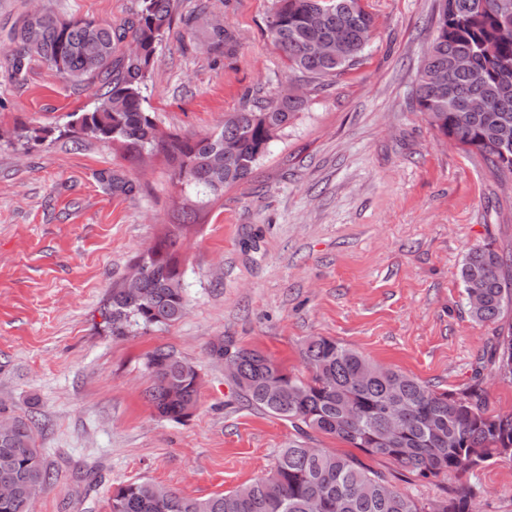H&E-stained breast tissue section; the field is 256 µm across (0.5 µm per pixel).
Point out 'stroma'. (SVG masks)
<instances>
[{
  "label": "stroma",
  "mask_w": 512,
  "mask_h": 512,
  "mask_svg": "<svg viewBox=\"0 0 512 512\" xmlns=\"http://www.w3.org/2000/svg\"><path fill=\"white\" fill-rule=\"evenodd\" d=\"M365 3L375 29L361 65L309 89L252 179L202 204L182 238L185 317L116 337L106 298L181 223L184 196L159 155L141 163L87 138L17 145L18 126L52 129L92 108L105 79L74 83L35 57L12 76L7 31L37 10L118 29L138 0H0V405L36 422L53 481L35 512H110L113 490L135 480L206 498L266 476L294 432L227 382L209 353L217 343L257 348L304 377L305 341L326 336L441 389L480 390L492 412L512 410V381L482 357L499 327L471 320L459 276L470 247L512 251V180L412 109L437 0ZM274 7L176 0L143 90L159 129H215L246 90L274 96L296 83L267 31ZM203 13L237 32L235 58L209 53L202 25L186 27ZM113 174L133 192L113 191ZM158 347L199 375L198 405L179 422L145 399V357ZM365 463L415 498L469 486L479 512H512V458L449 480ZM87 470L93 485L77 483Z\"/></svg>",
  "instance_id": "stroma-1"
}]
</instances>
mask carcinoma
Returning a JSON list of instances; mask_svg holds the SVG:
<instances>
[{"label": "carcinoma", "instance_id": "1", "mask_svg": "<svg viewBox=\"0 0 512 512\" xmlns=\"http://www.w3.org/2000/svg\"><path fill=\"white\" fill-rule=\"evenodd\" d=\"M439 2L435 36L419 71L413 108L436 135L481 154L497 171L512 175V139L506 144L498 139L502 125L512 128V37L501 32L504 25H512V0ZM172 20L173 0H141L128 26L141 53L116 61V42L124 35L113 32L111 25L30 13L8 34L16 45L12 69L21 74L24 61L36 56L72 82L108 77L92 109L73 113L58 129V137L80 133L118 145L137 160L160 153L175 184L211 201L224 189L249 181L304 100L281 94L267 98L258 88L248 104L224 116L218 129L190 135L159 130L144 107L142 89ZM268 30L300 80L320 82L360 63L373 36L374 17L363 0H276ZM338 31L346 36L341 60L319 55L315 44L336 39ZM205 45L230 58L240 41L221 24L206 29ZM456 52L471 54L473 67L448 70V56ZM435 72L444 73V87L429 79ZM473 99L484 101L487 110L469 111ZM51 134L40 127H22L16 141L24 147ZM132 271L142 275L140 294L128 296L116 285L104 303L112 335L166 328L183 319L187 302L178 236L163 234L150 252L134 261ZM460 280L465 299L482 297L481 306L469 307L473 321L496 323L512 309V275L497 250L471 248L461 264ZM210 354L236 361L229 382L252 405L289 423L295 439L278 450L268 475L234 490L198 499L136 480L113 491L110 512H475L469 487L424 503L352 453L309 450L313 432L425 479L459 475L495 458L512 457V412L491 414L474 390L441 391L332 338L314 336L305 342V378L289 374L256 349L218 344ZM489 355L496 373L512 379V323L500 330ZM145 366L152 379L146 399L157 414L175 422L189 416L198 403L196 368L166 348L148 353ZM392 414L403 423L399 436L387 431ZM14 420L13 432L0 435V462L13 460L15 493L0 512H32L29 485L44 490L52 475L37 446L33 418Z\"/></svg>", "mask_w": 512, "mask_h": 512}]
</instances>
